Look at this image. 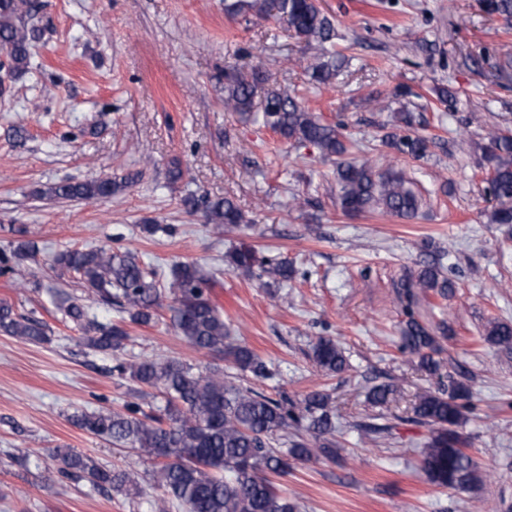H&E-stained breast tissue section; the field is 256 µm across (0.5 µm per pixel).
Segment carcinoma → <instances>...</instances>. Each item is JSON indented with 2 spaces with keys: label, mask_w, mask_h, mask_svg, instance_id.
I'll use <instances>...</instances> for the list:
<instances>
[{
  "label": "carcinoma",
  "mask_w": 512,
  "mask_h": 512,
  "mask_svg": "<svg viewBox=\"0 0 512 512\" xmlns=\"http://www.w3.org/2000/svg\"><path fill=\"white\" fill-rule=\"evenodd\" d=\"M274 7L277 17L305 43L306 49L332 38V25L318 0H276ZM486 9L512 23V0H487ZM39 13L38 0H0V50L6 54L10 78L28 70L33 48L49 27L47 23L39 24ZM298 64L319 84L328 85L336 76L337 67L318 56L304 54ZM262 80V73L256 69L248 73L237 63L227 67L225 110L242 117L250 114L256 86ZM404 96V92L394 94L400 107L393 112L392 121L404 127L405 133L386 132L382 143L400 155L421 160L428 155L430 142L414 129L425 120L400 101ZM263 120L284 140L311 144L323 157L336 158V209L342 214L381 212L410 220L419 213L422 198L402 172L390 167L377 170L367 161L350 157L342 120L322 119L287 92L267 94ZM486 139L476 147L488 162L489 192L495 201L490 222L512 224V135L491 130ZM135 179V174L128 173L113 178L63 181L39 191V196L94 202L112 197ZM180 202L188 214L203 211L206 223L219 231L233 230L245 222L241 209L228 198L212 200L188 193ZM36 252L30 240L19 241L8 253L0 252V274L11 270V261L29 258ZM226 258L234 269L257 272V278L266 285L286 282L294 274L288 263L262 256L254 249H236ZM52 264L62 275L77 274L88 298L107 306L114 304L127 313L117 322L101 323L89 316L82 304L72 302L66 306L65 316L83 333L85 345L95 352L112 353V371L120 378L155 389L165 399L164 406L152 409L150 414L137 404H128L122 410L83 412L74 418L82 430L129 448L151 462L152 469L147 471L149 487L161 491L152 507L166 512L169 504L176 502L183 512H297L294 500L271 476L287 474L291 459H336V405L331 395L316 390L294 402L284 393L273 397L226 382L219 369L203 373L174 358H123L129 339L127 324L155 323L164 308L170 326L191 347L222 355L242 372L260 377L270 374L266 364L247 346L230 341L223 310L211 297L212 277L193 263H175L163 290L156 285V272L146 269L127 250L65 248L54 254ZM453 288L454 282L445 276L440 264L425 262L416 274L401 279L398 295L410 303L419 292L446 298ZM0 332L42 343L48 340L51 328L35 313L18 315L12 305L0 302ZM447 332V324L433 329L410 311L401 329L403 347L418 356L421 367L433 374L439 368L434 359L440 350L439 336ZM486 340L512 347V324L492 323ZM312 358L327 375H336L348 367L343 351L329 337L314 343ZM393 394L392 385L378 384L368 391V400L374 406H384ZM471 398L469 384L452 380L448 390L427 391L414 403L415 419L430 427V436L419 449L421 471L437 487H466L479 481L476 463L466 451L468 439L460 431ZM291 422L303 425L306 435H288ZM356 430L366 442L378 444L392 436L393 425L362 422ZM307 435L316 447L309 446ZM50 459L64 476L84 478L97 488L108 487L127 497L145 494L132 473L110 469L69 448L54 449Z\"/></svg>",
  "instance_id": "carcinoma-1"
}]
</instances>
